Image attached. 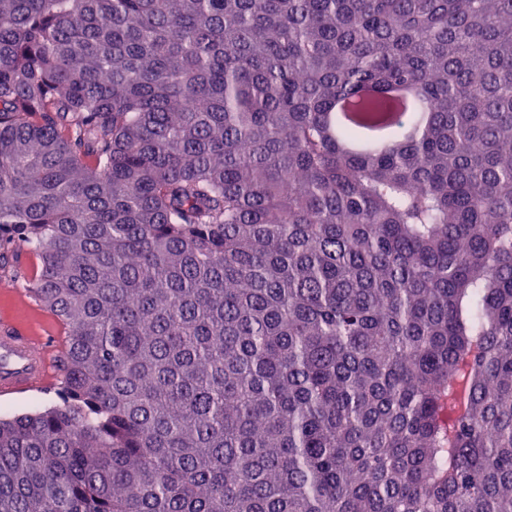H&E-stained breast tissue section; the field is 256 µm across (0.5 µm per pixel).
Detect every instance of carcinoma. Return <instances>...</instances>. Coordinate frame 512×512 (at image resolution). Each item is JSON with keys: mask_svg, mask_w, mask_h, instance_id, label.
<instances>
[{"mask_svg": "<svg viewBox=\"0 0 512 512\" xmlns=\"http://www.w3.org/2000/svg\"><path fill=\"white\" fill-rule=\"evenodd\" d=\"M372 83L428 128L351 155ZM23 249L0 512H512V0H0ZM68 345L66 331L57 319L39 315L35 322L26 323L12 311L0 309V398L57 386L60 376L64 378L60 368L58 372V361ZM55 389L0 399V417L54 405Z\"/></svg>", "mask_w": 512, "mask_h": 512, "instance_id": "carcinoma-1", "label": "carcinoma"}]
</instances>
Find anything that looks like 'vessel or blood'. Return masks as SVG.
Returning <instances> with one entry per match:
<instances>
[{
	"mask_svg": "<svg viewBox=\"0 0 512 512\" xmlns=\"http://www.w3.org/2000/svg\"><path fill=\"white\" fill-rule=\"evenodd\" d=\"M68 345L58 320L41 316L26 323L0 309V398L58 385V361Z\"/></svg>",
	"mask_w": 512,
	"mask_h": 512,
	"instance_id": "b4317fda",
	"label": "vessel or blood"
}]
</instances>
